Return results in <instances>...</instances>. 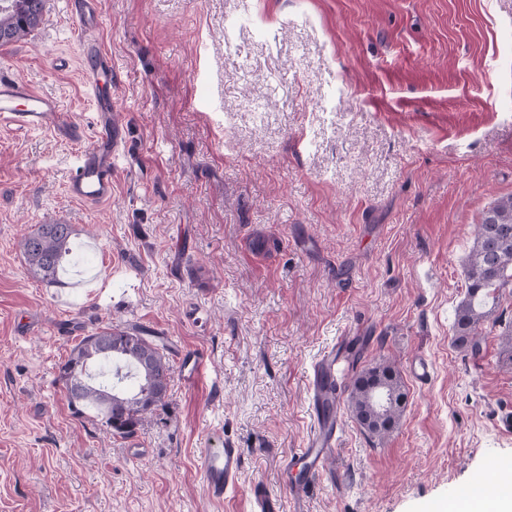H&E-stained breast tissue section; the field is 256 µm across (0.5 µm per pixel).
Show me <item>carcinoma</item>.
<instances>
[{
	"mask_svg": "<svg viewBox=\"0 0 512 512\" xmlns=\"http://www.w3.org/2000/svg\"><path fill=\"white\" fill-rule=\"evenodd\" d=\"M44 7L45 0H0V46L27 36ZM72 235L69 224H40L21 239L20 250L41 281L59 282ZM464 274L467 296L456 308L453 337L476 355L482 347L481 325L493 316L498 295L512 288V196L497 201L476 226ZM58 380L74 413L92 411L110 434L128 437L169 398L168 348L141 328L106 325L72 349ZM405 398L394 366L385 363L353 379L349 407L362 428L382 440L398 423Z\"/></svg>",
	"mask_w": 512,
	"mask_h": 512,
	"instance_id": "cac0c4a2",
	"label": "carcinoma"
}]
</instances>
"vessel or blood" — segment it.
Segmentation results:
<instances>
[{"label":"vessel or blood","instance_id":"1","mask_svg":"<svg viewBox=\"0 0 512 512\" xmlns=\"http://www.w3.org/2000/svg\"><path fill=\"white\" fill-rule=\"evenodd\" d=\"M73 14L85 28L96 24L98 0H68ZM84 77L92 86L112 79V61L97 44H87L83 50ZM0 127L20 130H51L70 139L81 131L60 105L37 93L25 83L0 78ZM118 137L111 125H103L97 140L81 154L76 172L67 185L75 199L88 203L109 201L112 197V166ZM342 358L328 351L313 366V428L303 447L288 455L282 464L283 472L297 471L298 477L289 483L292 494H300L310 479L322 473L336 453V432L340 426L337 416L327 414L324 401L336 399V374ZM199 468L209 498L223 503L239 485L243 469L241 450L234 440L225 438L223 431L211 430L204 437L199 452ZM251 512H280L277 497L264 484L250 489Z\"/></svg>","mask_w":512,"mask_h":512}]
</instances>
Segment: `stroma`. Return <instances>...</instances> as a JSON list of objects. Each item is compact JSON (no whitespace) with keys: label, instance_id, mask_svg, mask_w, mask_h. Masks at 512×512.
I'll return each instance as SVG.
<instances>
[{"label":"stroma","instance_id":"obj_1","mask_svg":"<svg viewBox=\"0 0 512 512\" xmlns=\"http://www.w3.org/2000/svg\"><path fill=\"white\" fill-rule=\"evenodd\" d=\"M112 59L93 89L81 45ZM56 99L82 129L0 128V512H247L264 483L283 512H496L469 489L512 475V363L499 333L456 347L474 227L512 195V0H100L85 29L67 0L0 46V77ZM112 110H96L99 93ZM111 121L112 198L69 195ZM69 224L60 281L20 248ZM164 337L168 403L145 451L75 416L58 366L100 324ZM342 430L302 498L281 462L311 431L308 376L336 340ZM199 354L196 378L180 354ZM431 362L416 383L413 358ZM394 364L406 392L385 439L345 405L354 373ZM212 428L243 452L237 496L205 494Z\"/></svg>","mask_w":512,"mask_h":512}]
</instances>
